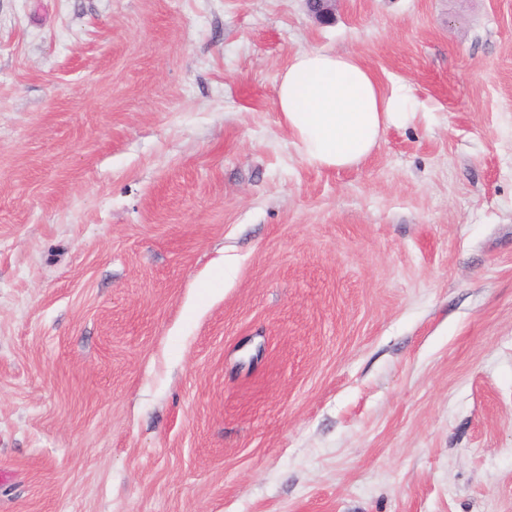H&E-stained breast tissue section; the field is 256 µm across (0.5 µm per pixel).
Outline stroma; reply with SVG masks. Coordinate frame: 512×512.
<instances>
[{"label": "stroma", "mask_w": 512, "mask_h": 512, "mask_svg": "<svg viewBox=\"0 0 512 512\" xmlns=\"http://www.w3.org/2000/svg\"><path fill=\"white\" fill-rule=\"evenodd\" d=\"M0 512H512V0H0ZM280 123L311 166L345 170L361 165L391 126L417 112L404 86L387 87L356 55L298 51L275 85Z\"/></svg>", "instance_id": "35a3bbf8"}]
</instances>
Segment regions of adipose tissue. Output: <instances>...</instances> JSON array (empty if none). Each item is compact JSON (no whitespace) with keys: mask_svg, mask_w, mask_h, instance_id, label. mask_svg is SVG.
Masks as SVG:
<instances>
[{"mask_svg":"<svg viewBox=\"0 0 512 512\" xmlns=\"http://www.w3.org/2000/svg\"><path fill=\"white\" fill-rule=\"evenodd\" d=\"M280 123L298 154L320 170L361 165L382 134L417 111L405 87L386 86L356 55L298 51L275 85Z\"/></svg>","mask_w":512,"mask_h":512,"instance_id":"1","label":"adipose tissue"}]
</instances>
